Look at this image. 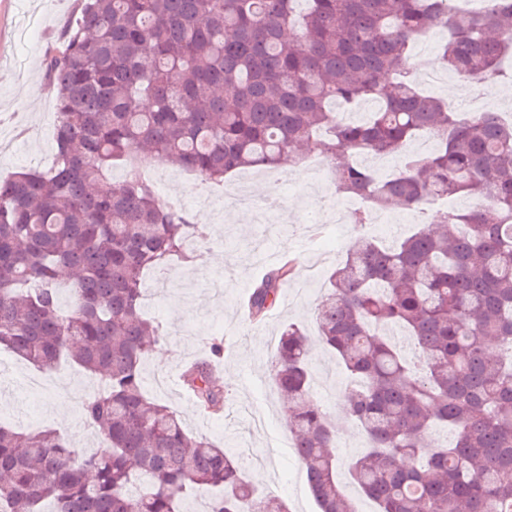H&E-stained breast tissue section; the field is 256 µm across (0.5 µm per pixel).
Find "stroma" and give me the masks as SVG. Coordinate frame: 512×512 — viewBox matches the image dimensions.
Segmentation results:
<instances>
[{
	"mask_svg": "<svg viewBox=\"0 0 512 512\" xmlns=\"http://www.w3.org/2000/svg\"><path fill=\"white\" fill-rule=\"evenodd\" d=\"M74 18L72 0H0V177L29 167L47 169L53 163V133L48 123L55 102L44 62L59 49L60 31ZM20 126L37 129V136H17ZM240 179L236 173L227 177L224 188L208 189L198 176L185 171L165 187L190 216L206 213L207 238L194 261L173 262L165 280L146 281L143 311L159 323L164 338L157 355L143 364L144 386L152 398L176 411L190 433L231 448L246 479L255 481L257 488L278 486L279 497L290 512H318L305 468L294 451L272 444L275 435L288 431L271 376L280 327L292 322L312 336L313 394L319 401L343 407L336 386L342 370L335 357L315 341V311L322 284L355 239L374 238L389 245L422 227L430 216L395 208L389 212L394 223L387 229L365 225L355 231L346 224L337 244L317 250L314 240L332 230L326 217L346 199L335 191L330 177L314 180L298 169L287 182L268 191L261 189L259 178H252L251 194L270 205V219L264 224L225 219L224 192L234 189ZM316 214L322 216V223H312ZM259 244L275 258L293 259L296 275L281 288L269 316L254 324L241 315L238 303L270 266L256 256ZM218 255L225 256V264H214ZM215 343L222 346L217 376L228 401L222 416L204 421L194 398L176 386L174 378L186 364L209 356ZM161 354L166 357L162 364L157 361ZM90 380V374L74 364H61L47 376L16 355L1 351L0 419L21 427L54 428L70 446L98 450L102 437L81 415L91 395ZM64 405L69 418L62 423L58 410ZM260 469L266 477L259 481L255 473Z\"/></svg>",
	"mask_w": 512,
	"mask_h": 512,
	"instance_id": "obj_1",
	"label": "stroma"
}]
</instances>
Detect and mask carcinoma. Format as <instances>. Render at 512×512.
Wrapping results in <instances>:
<instances>
[{"mask_svg": "<svg viewBox=\"0 0 512 512\" xmlns=\"http://www.w3.org/2000/svg\"><path fill=\"white\" fill-rule=\"evenodd\" d=\"M76 0L77 23L46 57L55 159L0 179V351L51 371L62 359L100 380L82 405L111 453L84 454L54 430L0 424V512H287L227 448L189 433L151 400L142 364L162 339L144 317L145 275L187 257L188 212L164 206L139 169L173 162L206 186L246 168L297 164L312 145L336 191L376 209L419 210L431 194L487 198L386 248L354 242L329 277L318 341L351 382L341 395L366 448L348 477L374 512H512V123L465 116L423 94L413 41L444 25L448 70L492 78L512 55V0ZM374 104L347 123L333 103ZM434 152L380 176L357 162ZM124 166L119 187L103 182ZM75 274L71 308L59 278ZM295 274L286 261L252 287L265 318ZM418 349L407 355L404 344ZM310 339L286 326L272 359L295 453L320 512H356L336 425L310 392ZM201 411L224 410L210 365L183 372ZM451 427L433 449L425 431Z\"/></svg>", "mask_w": 512, "mask_h": 512, "instance_id": "cac0c4a2", "label": "carcinoma"}]
</instances>
